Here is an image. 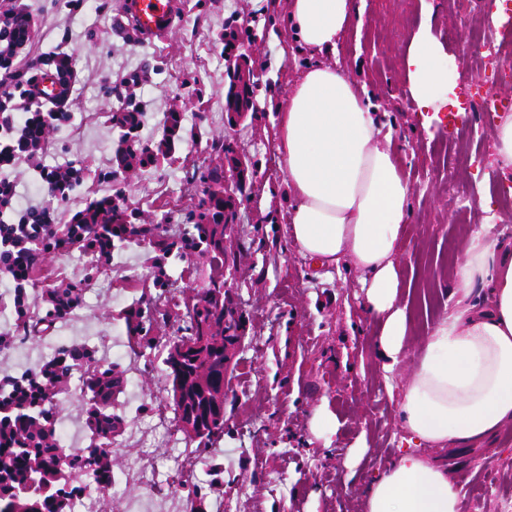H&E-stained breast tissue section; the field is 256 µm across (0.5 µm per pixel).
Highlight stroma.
Listing matches in <instances>:
<instances>
[{"instance_id":"obj_1","label":"stroma","mask_w":512,"mask_h":512,"mask_svg":"<svg viewBox=\"0 0 512 512\" xmlns=\"http://www.w3.org/2000/svg\"><path fill=\"white\" fill-rule=\"evenodd\" d=\"M174 27L162 39L145 42L118 20L121 0H87L68 14L59 0H26L37 23L35 47L48 50L69 39L83 78L74 93L72 125L52 135L48 162L76 159L86 167L83 185L60 216L121 189L120 205L138 224L159 226L157 235L116 243L108 266L86 264L79 246L46 254L49 278L32 279L33 301L70 282L84 286V302L57 324L45 341L16 329L3 302L13 288L0 280V375H21L65 346L79 344L111 367L121 386L110 410L118 432L103 447L112 460L114 483L98 494L97 512H191L200 498L206 512H361L359 488L380 474L403 451L409 436L400 424L399 401L413 369L405 359L385 377L373 343L376 326L362 308L361 273L354 267L314 268L288 232L292 203L279 166L274 140L275 107L307 66L322 63L345 71L385 130L411 185L402 226L399 257L403 279L413 281L410 351L449 305L454 270L446 257L460 250L482 224L484 206L498 216L493 237L512 241V210L500 203L490 180L498 171L494 125L472 128L464 148L448 143V115L458 103L450 86H441L437 109L422 116L414 100L404 60L414 34L428 27L440 46L439 64L466 71L467 16L449 0H366L335 53L299 52L281 21L289 0H179ZM239 30L250 52L253 102L231 121L224 110L234 81L224 47L225 29ZM139 76L136 102L145 113L142 139L164 145L155 165L116 168L118 133L106 116L116 109L101 83L102 74ZM184 116L173 142H166L164 116ZM235 143L250 173L236 193L234 222L224 234L227 290L243 315L247 331L234 360L224 398V428L202 443L184 431L167 437L155 431L161 407L173 408L164 358L169 345L189 335L182 310L209 286L204 251L168 253L169 226L199 238V206L160 208L161 192L184 177L200 190L212 175H229L234 163L225 151ZM484 154L482 166L463 164L462 149ZM115 170L114 182L99 172ZM465 182L469 203L461 212L448 204L453 182ZM138 310V331L126 324L127 310ZM330 402L340 427L319 434L311 420ZM87 401L59 398L54 422L64 426L61 444L89 447ZM195 449L196 475L185 485L154 496L145 484L125 475L141 459L159 476L182 467V447ZM461 485L460 512H512V429L475 448H431Z\"/></svg>"}]
</instances>
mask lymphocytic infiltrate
<instances>
[{
  "label": "lymphocytic infiltrate",
  "mask_w": 512,
  "mask_h": 512,
  "mask_svg": "<svg viewBox=\"0 0 512 512\" xmlns=\"http://www.w3.org/2000/svg\"><path fill=\"white\" fill-rule=\"evenodd\" d=\"M33 17L24 0H0V274L14 285V312L19 324H26L30 312L27 286L30 272L44 253L72 245L96 256L111 259L115 242L145 234L144 226L124 220L114 198L92 203L61 219L58 203L68 201L84 180L79 161L48 164L44 154L52 131L70 124L73 93L81 78L67 42L49 51H33ZM56 74L63 86L60 97L43 102L37 85L39 71ZM119 104L115 126L120 135L116 148L124 167L145 168L156 161L157 152L142 142L143 113L136 106L137 80L113 82L104 77ZM33 171L43 201L17 208V185L12 173L19 164ZM84 348L73 345L53 358L40 362L21 376L0 377V447L11 446L5 432L12 412H19L23 424L34 417H51V387L55 368L77 370Z\"/></svg>",
  "instance_id": "lymphocytic-infiltrate-1"
}]
</instances>
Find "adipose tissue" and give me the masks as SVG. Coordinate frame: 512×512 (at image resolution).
<instances>
[{"label":"adipose tissue","instance_id":"adipose-tissue-1","mask_svg":"<svg viewBox=\"0 0 512 512\" xmlns=\"http://www.w3.org/2000/svg\"><path fill=\"white\" fill-rule=\"evenodd\" d=\"M355 0H290L282 18L301 50H335ZM439 48L427 30L412 39L404 67L421 106L444 80ZM277 153L293 199L290 233L318 265L348 262L365 276L367 313L384 373L408 352L398 258L411 193L369 104L347 74L307 67L277 106ZM454 300L415 355L400 417L416 450L404 453L361 489L364 512H459L460 489L425 446L473 448L512 426V243L481 225L464 242Z\"/></svg>","mask_w":512,"mask_h":512}]
</instances>
